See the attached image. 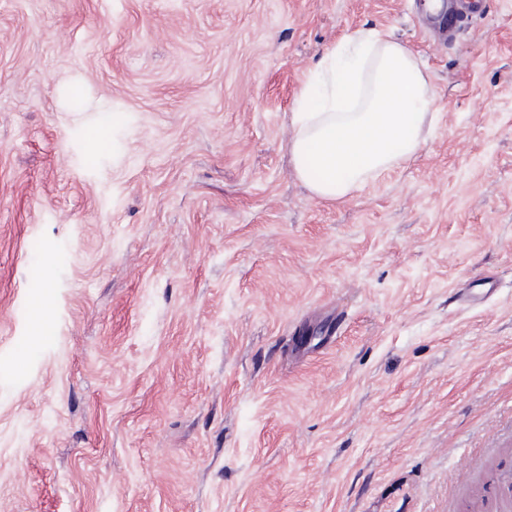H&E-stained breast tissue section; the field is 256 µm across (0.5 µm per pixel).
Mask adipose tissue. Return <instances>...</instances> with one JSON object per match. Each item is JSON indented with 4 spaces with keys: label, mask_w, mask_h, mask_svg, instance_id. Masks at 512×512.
<instances>
[{
    "label": "adipose tissue",
    "mask_w": 512,
    "mask_h": 512,
    "mask_svg": "<svg viewBox=\"0 0 512 512\" xmlns=\"http://www.w3.org/2000/svg\"><path fill=\"white\" fill-rule=\"evenodd\" d=\"M433 100L431 76L408 46L377 29L345 35L296 102V174L319 198L347 197L417 153Z\"/></svg>",
    "instance_id": "ef3b65f1"
}]
</instances>
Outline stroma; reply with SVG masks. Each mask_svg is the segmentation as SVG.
Returning <instances> with one entry per match:
<instances>
[{"label":"stroma","instance_id":"stroma-1","mask_svg":"<svg viewBox=\"0 0 512 512\" xmlns=\"http://www.w3.org/2000/svg\"><path fill=\"white\" fill-rule=\"evenodd\" d=\"M416 2L0 0V512H512V0ZM361 28L433 125L325 200L292 112ZM442 8L434 14L432 20L441 34L451 42L472 20L480 4L477 0H443Z\"/></svg>","mask_w":512,"mask_h":512}]
</instances>
